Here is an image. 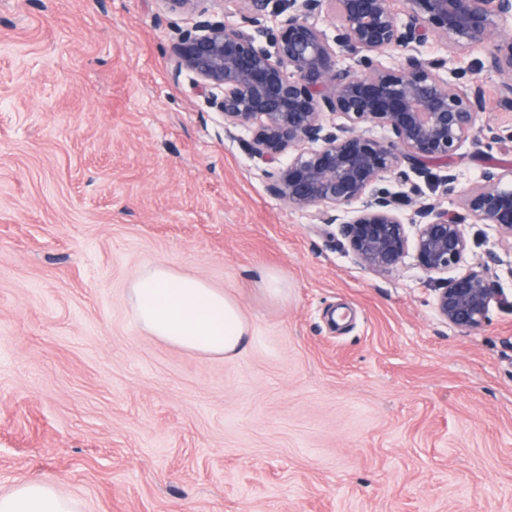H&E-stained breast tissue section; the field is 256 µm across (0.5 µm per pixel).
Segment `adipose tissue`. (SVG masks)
Segmentation results:
<instances>
[{"label":"adipose tissue","mask_w":512,"mask_h":512,"mask_svg":"<svg viewBox=\"0 0 512 512\" xmlns=\"http://www.w3.org/2000/svg\"><path fill=\"white\" fill-rule=\"evenodd\" d=\"M128 295L143 329L189 351L229 358L251 334L236 298L165 263L152 264L139 273ZM0 512H74V508L50 484L29 480L0 496Z\"/></svg>","instance_id":"1"}]
</instances>
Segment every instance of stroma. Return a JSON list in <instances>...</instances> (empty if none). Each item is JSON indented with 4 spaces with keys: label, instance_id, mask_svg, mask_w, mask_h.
Masks as SVG:
<instances>
[{
    "label": "stroma",
    "instance_id": "1",
    "mask_svg": "<svg viewBox=\"0 0 512 512\" xmlns=\"http://www.w3.org/2000/svg\"><path fill=\"white\" fill-rule=\"evenodd\" d=\"M198 16L166 0H0V495L76 512H512V239L465 227L502 294L437 314L406 257L360 265L340 227L272 196L251 132L173 77ZM484 121L507 129L497 75ZM487 137L376 191L455 207ZM166 263L239 300L231 359L150 336L127 299ZM287 295L269 299L263 273ZM0 512H74V508L50 484L29 480L0 496Z\"/></svg>",
    "mask_w": 512,
    "mask_h": 512
}]
</instances>
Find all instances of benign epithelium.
I'll list each match as a JSON object with an SVG mask.
<instances>
[{
	"instance_id": "benign-epithelium-1",
	"label": "benign epithelium",
	"mask_w": 512,
	"mask_h": 512,
	"mask_svg": "<svg viewBox=\"0 0 512 512\" xmlns=\"http://www.w3.org/2000/svg\"><path fill=\"white\" fill-rule=\"evenodd\" d=\"M198 11L201 20L172 43L173 75H193L194 88L225 124L252 132L250 155L266 165L268 191L319 224H338L347 252L368 268L390 270L408 254L433 277L434 308L464 332L488 320L500 289L486 263L468 261L466 224H486L512 237V165L489 161L482 180L460 192L458 208L421 204L410 217L399 199L372 193L387 176L427 171L448 161L475 131L512 151V129L482 124L485 91L445 74L471 60L500 79V102L512 110V0H276V32L262 23L270 0H237L244 24L227 27L205 18L204 0H166ZM338 20L334 43L318 27L322 12ZM435 36L446 55L418 54ZM355 61L341 68L336 49ZM401 52L393 66L380 58ZM344 123L329 130L325 113ZM364 124L386 128L374 138ZM294 156L283 162L288 152Z\"/></svg>"
}]
</instances>
